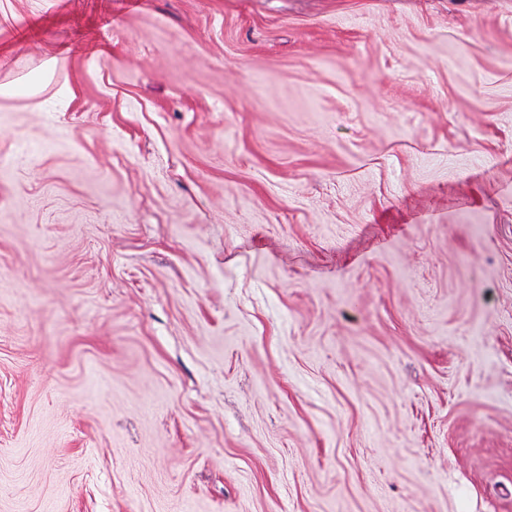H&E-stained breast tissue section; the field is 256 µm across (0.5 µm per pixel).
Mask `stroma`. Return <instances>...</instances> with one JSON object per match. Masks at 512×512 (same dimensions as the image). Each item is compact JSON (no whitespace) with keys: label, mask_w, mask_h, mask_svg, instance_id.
Returning <instances> with one entry per match:
<instances>
[{"label":"stroma","mask_w":512,"mask_h":512,"mask_svg":"<svg viewBox=\"0 0 512 512\" xmlns=\"http://www.w3.org/2000/svg\"><path fill=\"white\" fill-rule=\"evenodd\" d=\"M0 512H512V0H0Z\"/></svg>","instance_id":"35a3bbf8"}]
</instances>
